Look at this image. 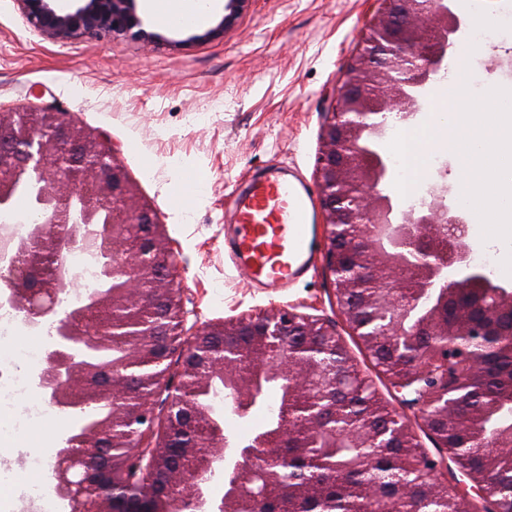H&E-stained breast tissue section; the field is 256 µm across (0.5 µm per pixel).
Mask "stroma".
Instances as JSON below:
<instances>
[{
    "mask_svg": "<svg viewBox=\"0 0 512 512\" xmlns=\"http://www.w3.org/2000/svg\"><path fill=\"white\" fill-rule=\"evenodd\" d=\"M216 0L199 26L163 27L142 17L147 36L51 41L25 22L17 0H0V105L55 103L67 116L114 144L127 177L156 211L178 252V283L201 323L256 314L274 306L335 323L348 354L379 397L407 421L426 450L434 445L378 373L336 306L324 264L327 227L319 225L314 264L281 293L251 287L224 252L230 192L250 172L287 167L319 199L316 164L324 114L340 73L361 47L377 0H246L224 22ZM512 39L486 41L471 79L475 91L503 83L501 59ZM51 342L16 326L0 338V486L14 490V512H67L51 490L61 439L78 422L51 413L36 385Z\"/></svg>",
    "mask_w": 512,
    "mask_h": 512,
    "instance_id": "35a3bbf8",
    "label": "stroma"
}]
</instances>
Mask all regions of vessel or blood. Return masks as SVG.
Listing matches in <instances>:
<instances>
[{
  "instance_id": "b4317fda",
  "label": "vessel or blood",
  "mask_w": 512,
  "mask_h": 512,
  "mask_svg": "<svg viewBox=\"0 0 512 512\" xmlns=\"http://www.w3.org/2000/svg\"><path fill=\"white\" fill-rule=\"evenodd\" d=\"M312 199L283 168L253 173L231 200L224 248L251 285L276 292L303 277L315 249Z\"/></svg>"
}]
</instances>
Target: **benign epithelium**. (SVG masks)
Returning a JSON list of instances; mask_svg holds the SVG:
<instances>
[{
	"label": "benign epithelium",
	"mask_w": 512,
	"mask_h": 512,
	"mask_svg": "<svg viewBox=\"0 0 512 512\" xmlns=\"http://www.w3.org/2000/svg\"><path fill=\"white\" fill-rule=\"evenodd\" d=\"M18 2L28 25L52 40L126 35L139 25L133 0H75L70 11L56 9L52 0ZM453 2L380 0L363 38L364 50L340 75L323 124L317 165L324 223L329 227L325 262L334 276L341 314L350 329L361 330L371 344L416 356L413 372L391 377V387L412 390L415 406L445 413L459 403L455 392L464 389L467 380L448 370V344L418 347V296L429 292L439 297L425 320L436 328V335L464 336L469 328L465 318L447 320L446 304L453 293L492 287L489 295L495 305L487 316L496 318L512 313V288L487 284L473 264L467 217L451 199V189L434 184L427 207L396 216L391 198L378 190L388 167L363 143L371 135H383L374 116L394 112L402 122L411 119L432 76L448 67V49L463 26ZM3 127L11 130V137L0 139V210L11 208L16 187L25 183L41 219L28 225L24 237L0 230V281L5 285L0 304L22 313L28 327L53 331L38 377L50 406L68 411L93 401L110 407L105 420L83 435L66 436L56 448L52 478L59 498L69 512H254L242 509V504L256 501L261 512H267L265 505L279 495L272 474L281 462L278 449L288 446L292 429L285 426L262 435L232 459L219 451L197 467L193 478L183 480L172 449L182 448L190 457L197 447L194 432L202 424L189 386L220 378L233 390L241 412L249 408L255 383L264 374L284 381L287 403L301 389L308 395L336 385L346 389L350 379L341 363L323 360L314 370H303L314 362L310 337L323 336L330 346L341 337L330 325L287 309L184 329L192 311L176 282V254L155 210L128 181L112 144L66 121L52 104H32L22 112L0 110ZM28 242L48 246L59 258L53 284L35 279V261L23 258ZM86 250L105 256L116 287L83 298L61 315L53 285L69 283L65 257ZM362 284L373 292L357 295ZM159 304L170 308L178 328L177 336L167 337V343L155 349L154 331L140 317ZM287 335L300 337V342L284 351L272 350L273 341ZM88 344L117 349L123 360L102 366L84 363L81 352ZM176 352L181 378L163 370L155 375L154 395L164 397L169 408L166 423L156 433L150 401L131 417L122 414L127 387L135 371L158 367ZM321 411L331 416H320L305 427L314 439L333 447L342 440L356 448H382L388 438L412 435L408 426L398 423L378 434L358 423L338 431L328 424L336 418V408ZM118 426L126 428L132 451L112 472V481H100L98 462L107 456L106 440ZM256 458L267 468L262 495H247L241 479L221 501L211 499L213 475L225 469L247 474ZM418 467L429 471L434 484L447 482V473L432 456L420 457ZM460 472L471 481L462 497L485 501V512H505L500 502L489 500L469 469ZM362 512H418V507L409 495H391L375 485Z\"/></svg>",
	"instance_id": "benign-epithelium-1"
}]
</instances>
